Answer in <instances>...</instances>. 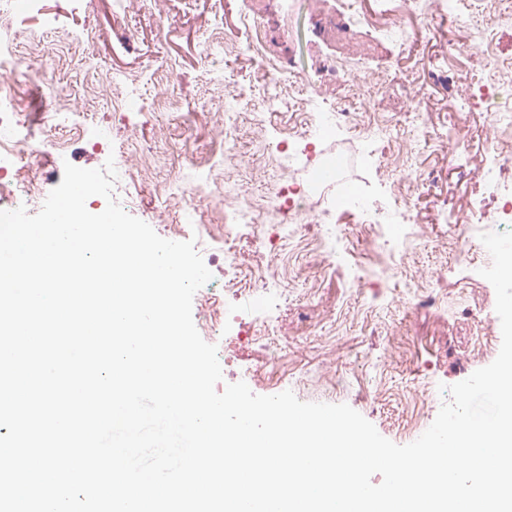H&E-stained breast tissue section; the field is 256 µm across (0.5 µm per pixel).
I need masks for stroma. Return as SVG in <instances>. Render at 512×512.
Instances as JSON below:
<instances>
[{
    "label": "stroma",
    "mask_w": 512,
    "mask_h": 512,
    "mask_svg": "<svg viewBox=\"0 0 512 512\" xmlns=\"http://www.w3.org/2000/svg\"><path fill=\"white\" fill-rule=\"evenodd\" d=\"M290 4L296 12L291 29L271 27L266 49L259 50L247 25L259 0H128L122 13L114 0H94L89 7L83 0H40L29 17L17 21V44L25 49L37 40L56 41L55 55L35 64L53 74L69 109L82 111L88 88L104 70L119 80L137 73L132 91L147 107L117 112L111 101H101L95 117L112 128V142L104 148L41 120L39 88L24 70L12 78L19 110L29 121L32 141L46 147L37 158L46 189L61 183L65 164L94 169L114 158L128 172L114 190L126 212L162 238L194 240L212 278L195 293L192 316L201 337L218 349L223 378L217 391L242 381L255 394H271L265 355L275 346L288 363L282 389L304 402L348 404L383 437L406 445L414 437L403 424L423 390L436 394L425 415L431 422L450 399L446 387L498 355L494 349L479 352L486 338H502L495 291L451 255L468 249L477 265L489 256L481 241L458 238L453 227L471 223L477 211L501 215L508 202L480 173L501 161L489 115L512 114V89L503 88L495 102L475 98L460 107L446 78L455 73L476 87L494 80L486 55L492 51L512 62V14L491 15L469 27L432 16L428 0H360L362 36L373 46L360 62L347 58L340 44L317 36L308 23L314 0ZM91 29L112 37L95 44L59 37ZM454 42L466 43L467 52L452 51ZM321 57L335 59V81L318 71ZM296 82L306 89L309 112L322 98L343 107L352 86L377 88L363 101L372 124L349 130L346 141L323 143L298 169L306 171L322 153L337 151L347 160L341 179L355 193L380 201L390 187L399 188L402 208L414 216L407 241L411 263L381 283L367 281L351 290L333 255L315 253L306 239L279 234L271 205L288 167L277 147L300 131L302 111L275 103L274 95ZM166 94L173 97L172 112L151 111L149 102ZM232 110L239 113V130L229 196H200L190 203L170 195L168 178L193 183V160L216 149L221 122ZM60 141L61 155L53 149ZM149 143L156 147L157 164L147 174L139 148ZM229 198L259 210L263 234L273 243L271 257L245 237L225 255L198 238L195 224L182 220L190 209L210 218ZM313 215L342 226L353 256L372 260L377 246L364 218L337 209L335 189L314 203ZM267 276L281 300L265 319L254 311L251 291ZM229 278L238 289L230 297L224 294ZM416 293L435 296L437 306L406 312ZM226 305L235 315L230 329L208 320Z\"/></svg>",
    "instance_id": "1"
}]
</instances>
